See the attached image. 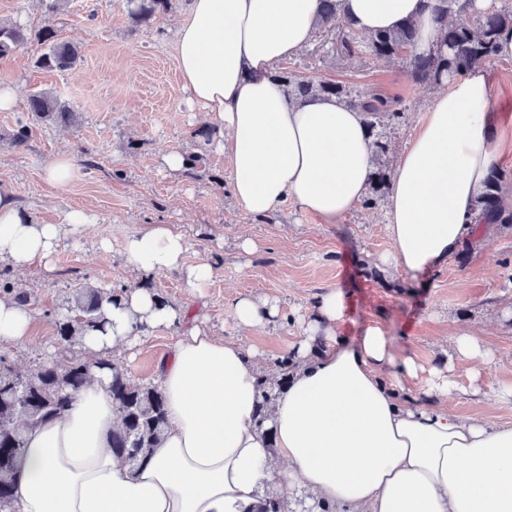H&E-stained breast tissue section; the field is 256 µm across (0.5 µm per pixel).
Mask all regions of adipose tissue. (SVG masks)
<instances>
[{
    "label": "adipose tissue",
    "mask_w": 512,
    "mask_h": 512,
    "mask_svg": "<svg viewBox=\"0 0 512 512\" xmlns=\"http://www.w3.org/2000/svg\"><path fill=\"white\" fill-rule=\"evenodd\" d=\"M440 0H336L362 33L420 21L418 51L436 41ZM321 0H191L175 32L176 67L203 120L224 129L222 148L239 206L265 215L290 202L335 224L366 193L372 148L366 116L335 98L294 99L278 65L311 41ZM492 74L478 65L438 92L401 154L387 204L388 261L409 275L445 261L474 234L477 207L503 150ZM89 218L37 224L0 191V259L21 272L49 263L61 233L83 235ZM186 240L166 224L132 233L123 253L144 274L179 275L189 289L215 274L185 265ZM345 299L323 292L288 353L287 388L263 403L258 351L214 335L186 307L146 286L105 307L104 331L84 336L87 355L132 348L150 330L182 327L158 374L167 430L146 462L113 454L117 425L108 379L96 374L62 418L26 435L16 512H253L266 496L301 484L336 512H512V422L462 418L448 401L452 376L419 404L412 357L395 360L377 324L340 336ZM31 312L0 298V339L27 342ZM266 411V431L255 421Z\"/></svg>",
    "instance_id": "obj_1"
}]
</instances>
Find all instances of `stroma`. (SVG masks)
I'll return each instance as SVG.
<instances>
[{"label":"stroma","mask_w":512,"mask_h":512,"mask_svg":"<svg viewBox=\"0 0 512 512\" xmlns=\"http://www.w3.org/2000/svg\"><path fill=\"white\" fill-rule=\"evenodd\" d=\"M190 0H171L152 25L132 29L128 0H68L61 15L48 17L38 0H0V20L27 27L53 25L59 39L78 46L80 60L66 71L33 67L35 49L0 60V87L18 88L17 105L0 110V187L11 191L21 211L40 224L64 223L84 210L93 225L82 238L63 236L50 265L16 274L0 261V279L23 294L33 314L29 340L0 342V356L18 370L53 351L55 322L66 315L76 290L144 283L167 304L190 306L215 335L245 338L274 374V360L302 333L318 296L331 288L345 294L340 333L360 336L371 323L384 327L396 358L419 367L414 391H427L434 373L452 372L453 407L464 418L512 421V404L493 406L484 392L512 384V226L490 230L471 251L408 276L386 258L392 251L385 224L388 190L366 192L336 224L322 223L292 203L257 217L244 212L229 191L227 160L213 140L198 137L197 113L186 103L175 63V31ZM342 29H319L310 45L279 68L316 81H336L400 102L399 117L380 126L389 144L381 160L393 174L432 103L434 86L413 82L401 59H383L341 49ZM494 74V108L506 145L498 169L503 194L512 197V59L488 61ZM50 90L77 114L70 124L32 126L24 146L9 144L25 116L29 93ZM72 156L75 176L65 185L43 177L61 153ZM201 155L193 174L166 171L164 154ZM147 224H169L187 241L186 263L204 260L214 278L196 292L174 274L144 276L122 254L125 238ZM250 240L252 249L242 247ZM275 298L279 317L240 334L230 307L240 297ZM179 328L144 336L129 351L114 352L131 379L154 384L158 366L172 354ZM488 343L495 360L473 394L467 364L453 354L455 337Z\"/></svg>","instance_id":"stroma-1"}]
</instances>
